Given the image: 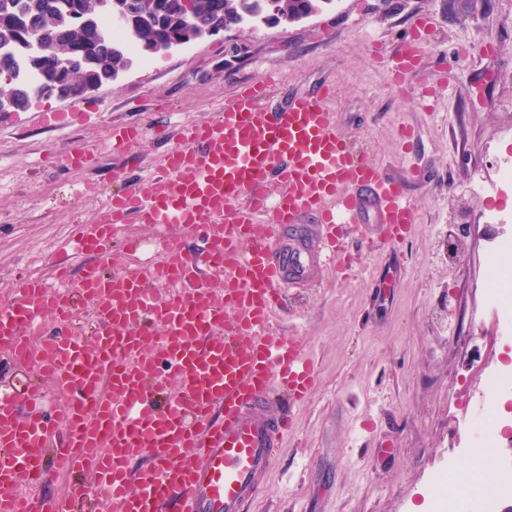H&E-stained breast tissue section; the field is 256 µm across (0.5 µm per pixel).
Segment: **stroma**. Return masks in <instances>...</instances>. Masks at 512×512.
Returning <instances> with one entry per match:
<instances>
[{"label": "stroma", "mask_w": 512, "mask_h": 512, "mask_svg": "<svg viewBox=\"0 0 512 512\" xmlns=\"http://www.w3.org/2000/svg\"><path fill=\"white\" fill-rule=\"evenodd\" d=\"M421 16L434 31L411 85L433 88L432 111L392 87L384 68ZM489 40L495 52L480 54ZM465 47L473 54L462 62ZM268 71L286 91L334 85L336 126L403 179L415 224L398 246L372 226L347 230L348 269L323 270L276 315L275 329L312 357L316 383L244 512H434L436 476L467 462L463 421L491 368L512 363L488 300L486 222L494 206L512 210V189L495 199L473 186L495 182L512 158V0H337L296 23L199 39L81 99H44L0 119V305L21 277L93 261L70 239L106 195L147 176L172 131L219 118L237 87ZM46 112L64 123H45ZM130 124L144 126L142 140L113 156L112 130ZM405 126L419 138L408 153ZM77 149L94 162L57 165ZM463 223L455 258L445 232ZM388 439L392 452L379 458Z\"/></svg>", "instance_id": "obj_1"}]
</instances>
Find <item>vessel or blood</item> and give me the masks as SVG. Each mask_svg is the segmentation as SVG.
I'll return each instance as SVG.
<instances>
[{
	"label": "vessel or blood",
	"mask_w": 512,
	"mask_h": 512,
	"mask_svg": "<svg viewBox=\"0 0 512 512\" xmlns=\"http://www.w3.org/2000/svg\"><path fill=\"white\" fill-rule=\"evenodd\" d=\"M433 29L424 16L385 60L408 85ZM273 76L244 84L221 117L184 127L146 179L113 192L76 243L96 262L74 274L30 276L0 305V350L69 391L46 416L37 391H0V512H84L85 487L44 499L56 448L63 472L90 474L111 512H242L284 444L286 406L304 403L314 369L271 327L290 289L344 253V227L377 225L405 238L414 206L404 183L359 156L335 126L330 86L270 98ZM219 223L188 252L162 243L157 260L105 272L115 225ZM224 278L222 293L208 277ZM92 306L97 342L30 336L44 317L66 324ZM27 478L32 494L15 490Z\"/></svg>",
	"instance_id": "vessel-or-blood-1"
}]
</instances>
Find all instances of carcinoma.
Returning <instances> with one entry per match:
<instances>
[{"label":"carcinoma","mask_w":512,"mask_h":512,"mask_svg":"<svg viewBox=\"0 0 512 512\" xmlns=\"http://www.w3.org/2000/svg\"><path fill=\"white\" fill-rule=\"evenodd\" d=\"M335 0H0V67L13 80L0 86V101L15 111L43 98L65 80L72 97L109 73L146 58L149 45L188 40L211 26L239 29L250 21H299ZM128 19V43L106 35L115 13ZM33 31L40 39L25 40Z\"/></svg>","instance_id":"cac0c4a2"}]
</instances>
